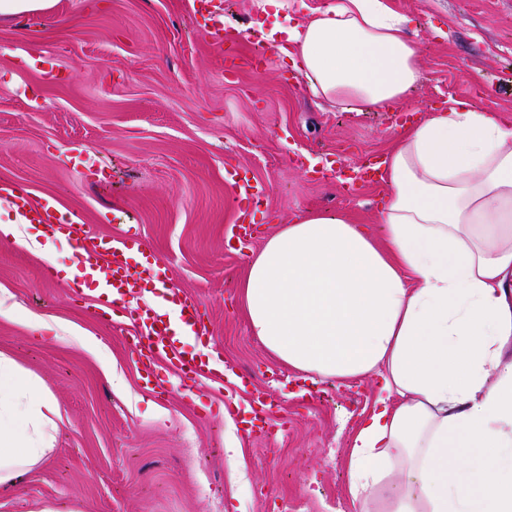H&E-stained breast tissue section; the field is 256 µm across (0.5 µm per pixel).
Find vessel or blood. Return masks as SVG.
I'll list each match as a JSON object with an SVG mask.
<instances>
[{"instance_id": "1", "label": "vessel or blood", "mask_w": 512, "mask_h": 512, "mask_svg": "<svg viewBox=\"0 0 512 512\" xmlns=\"http://www.w3.org/2000/svg\"><path fill=\"white\" fill-rule=\"evenodd\" d=\"M194 5L196 16L200 17L216 48H223L225 42L234 40V32L224 25V0H194ZM0 194L9 199L25 223L43 228L45 239L54 241L66 237L73 246L76 266L91 274L98 272L100 267H107V298L114 305H130L132 319L143 328L134 344L143 368H150L154 359L165 358L184 373L196 376L208 373L209 366L203 360L176 352V334L166 314L135 303L136 298L146 293L164 289L165 301L179 310L182 323L193 333H201L197 301L172 287L170 269L164 260L156 258L136 266L128 265L125 258L129 252L140 249L139 240L129 236L97 239L89 235L84 224L61 218L54 199L46 198L34 204L25 194L5 185L0 187Z\"/></svg>"}]
</instances>
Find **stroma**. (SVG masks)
<instances>
[{
    "mask_svg": "<svg viewBox=\"0 0 512 512\" xmlns=\"http://www.w3.org/2000/svg\"><path fill=\"white\" fill-rule=\"evenodd\" d=\"M389 3L409 20L422 73L402 104L408 121L451 97L512 118V0ZM259 17L256 0H228L245 62L230 72L192 0H57L51 13L0 23V182L54 197L94 234L138 235L133 261L165 260L173 286L205 313L208 335L181 350L209 344L223 364L191 393L165 359L145 376L132 346L140 326L122 307L97 309L66 278L70 243L55 242L46 260L0 237V289L47 324L0 317V351L38 376L62 413L53 452L0 496V512H347V456L374 385L314 384L284 367L249 335L239 291L252 254L296 213L374 223L384 185L360 181L346 194L324 167H359L398 127L392 113L312 96L285 56L248 66L244 30ZM81 147L96 151L110 183L84 175ZM228 168L268 187L249 206L254 233L238 250L224 246L240 203ZM86 333L102 354L84 349ZM258 389L283 422L273 442L244 430ZM233 436L240 474L224 453Z\"/></svg>",
    "mask_w": 512,
    "mask_h": 512,
    "instance_id": "stroma-1",
    "label": "stroma"
}]
</instances>
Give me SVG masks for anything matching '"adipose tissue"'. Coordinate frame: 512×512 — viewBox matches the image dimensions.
I'll use <instances>...</instances> for the list:
<instances>
[{
	"label": "adipose tissue",
	"instance_id": "ef3b65f1",
	"mask_svg": "<svg viewBox=\"0 0 512 512\" xmlns=\"http://www.w3.org/2000/svg\"><path fill=\"white\" fill-rule=\"evenodd\" d=\"M387 0L273 26L307 89L350 112L421 73ZM375 223L302 211L249 260L248 332L312 381H375L348 457L349 512H512V122L448 99L385 152ZM59 406L0 352V493L52 451Z\"/></svg>",
	"mask_w": 512,
	"mask_h": 512
}]
</instances>
